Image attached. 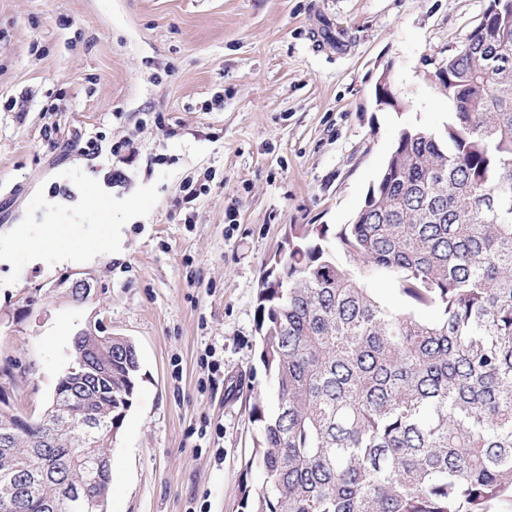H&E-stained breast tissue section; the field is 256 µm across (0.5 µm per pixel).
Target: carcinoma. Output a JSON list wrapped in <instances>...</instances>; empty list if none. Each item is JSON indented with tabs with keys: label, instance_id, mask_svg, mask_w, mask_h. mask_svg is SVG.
<instances>
[{
	"label": "carcinoma",
	"instance_id": "1",
	"mask_svg": "<svg viewBox=\"0 0 512 512\" xmlns=\"http://www.w3.org/2000/svg\"><path fill=\"white\" fill-rule=\"evenodd\" d=\"M485 37L470 33L436 78L448 122L408 125L349 224L292 225L288 253L264 267L259 359L272 392L249 411L254 451L241 512H491L512 496V0ZM385 277L426 319L385 304ZM140 371L136 346L112 339V426ZM0 407V512H84L60 485L110 486L101 441L55 437ZM22 459L38 480L26 496Z\"/></svg>",
	"mask_w": 512,
	"mask_h": 512
}]
</instances>
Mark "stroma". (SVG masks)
<instances>
[{"label": "stroma", "instance_id": "1", "mask_svg": "<svg viewBox=\"0 0 512 512\" xmlns=\"http://www.w3.org/2000/svg\"><path fill=\"white\" fill-rule=\"evenodd\" d=\"M488 4L0 0V386L40 415L74 336L132 340L108 512H239L262 271L290 225L353 220L404 126L446 122L436 73ZM79 132L136 156H86ZM200 177L201 175L196 180L189 178L184 182L182 191L185 194L182 198V203L189 204L210 190V182L213 181L212 173L205 171L202 174V178Z\"/></svg>", "mask_w": 512, "mask_h": 512}]
</instances>
